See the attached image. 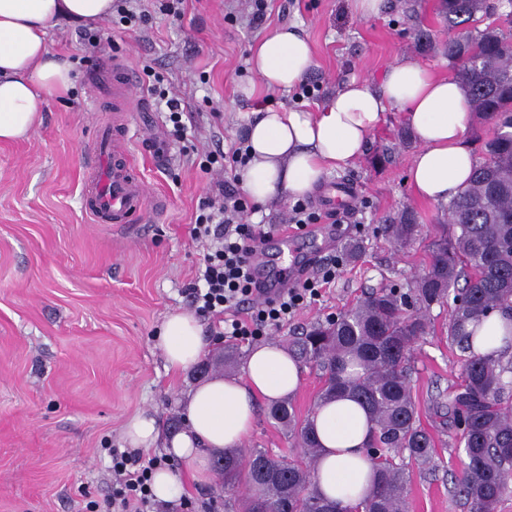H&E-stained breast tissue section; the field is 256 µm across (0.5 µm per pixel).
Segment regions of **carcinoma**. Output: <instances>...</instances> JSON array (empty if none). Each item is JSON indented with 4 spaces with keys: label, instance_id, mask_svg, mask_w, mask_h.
Listing matches in <instances>:
<instances>
[{
    "label": "carcinoma",
    "instance_id": "1",
    "mask_svg": "<svg viewBox=\"0 0 512 512\" xmlns=\"http://www.w3.org/2000/svg\"><path fill=\"white\" fill-rule=\"evenodd\" d=\"M510 11H505L504 7ZM446 27L457 31L443 45L474 112L493 126L484 157L467 189L448 204V223L438 225L429 261L408 289L413 309L392 288L370 292L353 307L288 340L300 365L321 373L317 400L350 397L372 421L367 454L377 475L356 506L363 512H406L409 474L396 462L406 452L419 465L430 463L435 441L422 426L410 386L409 350L427 334L426 311L453 299L448 342L463 353L462 383L433 408L459 434L466 461L454 496L469 512H496L512 493V397L508 395L512 354L473 350L475 331L497 311L512 312V36L498 21L512 24V0H443ZM485 24L479 28V24ZM400 248L414 243L420 227L404 212L384 226ZM270 415L301 453L275 457L254 448L246 455L217 450L213 465L224 493L238 484L252 495L243 512H349L312 491L318 444L308 419L289 400L275 402Z\"/></svg>",
    "mask_w": 512,
    "mask_h": 512
}]
</instances>
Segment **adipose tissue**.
I'll return each mask as SVG.
<instances>
[{"label": "adipose tissue", "mask_w": 512, "mask_h": 512, "mask_svg": "<svg viewBox=\"0 0 512 512\" xmlns=\"http://www.w3.org/2000/svg\"><path fill=\"white\" fill-rule=\"evenodd\" d=\"M113 0H0V141L29 137L41 122V101L73 85L69 60L53 55V29L97 26ZM250 63L269 91L293 89L313 65L308 40L283 26L253 46ZM399 107L418 144L409 166L411 186L423 200L448 203L468 185L477 158L468 140L470 104L455 76L437 77L407 59L392 64L379 86L351 79L319 111L267 107L247 130L250 160L241 184L257 203L297 198L318 189L325 174L357 160L385 112ZM169 369L195 367L208 343L193 312H169L158 332ZM300 386L297 363L279 345L254 346L241 374L214 376L193 386L181 404L183 430L165 440L155 418L137 415L124 427L134 448L166 441L198 483L207 481L210 453L234 450L250 434L258 401L293 396ZM309 424L320 446L314 491L343 504L371 489L374 466L364 446L367 410L350 398L316 406Z\"/></svg>", "instance_id": "adipose-tissue-1"}]
</instances>
